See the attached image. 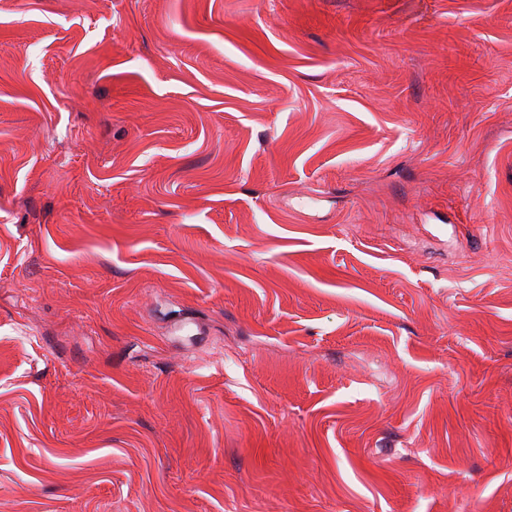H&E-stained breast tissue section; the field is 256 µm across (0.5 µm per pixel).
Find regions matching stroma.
I'll use <instances>...</instances> for the list:
<instances>
[{
	"mask_svg": "<svg viewBox=\"0 0 512 512\" xmlns=\"http://www.w3.org/2000/svg\"><path fill=\"white\" fill-rule=\"evenodd\" d=\"M0 512H512V0H0Z\"/></svg>",
	"mask_w": 512,
	"mask_h": 512,
	"instance_id": "stroma-1",
	"label": "stroma"
}]
</instances>
